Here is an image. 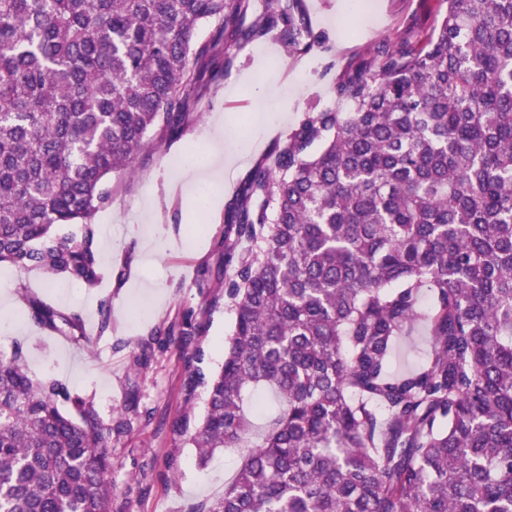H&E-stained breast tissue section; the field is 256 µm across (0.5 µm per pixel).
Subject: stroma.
<instances>
[{"label":"stroma","instance_id":"1","mask_svg":"<svg viewBox=\"0 0 512 512\" xmlns=\"http://www.w3.org/2000/svg\"><path fill=\"white\" fill-rule=\"evenodd\" d=\"M315 40L305 54H285L268 36L244 45L230 44L229 69H216L204 90L192 96L193 115L178 138L142 151L134 176H112V199L94 218L103 277L88 289L48 278L42 271L17 273L0 267V320L10 334L0 335V357L22 348L35 379L55 378L73 395L93 403L102 422L125 420L127 430L112 439V512H197L224 493L235 477L237 449L216 452L201 463L181 433V423L199 425L207 412V382L224 361V344L235 315L223 289L202 287V268L224 265V213L231 197L275 136L298 125L307 108L336 107L337 76L370 50L390 40L417 45L437 25V8L423 0H304ZM263 82H256V75ZM277 84L299 87L284 103L283 120L263 124L258 108L263 89ZM235 119L232 137L242 128L258 137L215 187L218 203L208 214L185 207L205 179L192 167L175 169L174 159L204 143L208 120L216 114ZM160 199L163 233L152 230L146 210ZM60 311L79 312L91 348L34 323L26 297ZM111 300V328L99 332L100 303ZM191 320V350L200 356L186 366L177 341L153 344L159 323Z\"/></svg>","mask_w":512,"mask_h":512}]
</instances>
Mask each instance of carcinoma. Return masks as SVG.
Listing matches in <instances>:
<instances>
[{"label": "carcinoma", "instance_id": "cac0c4a2", "mask_svg": "<svg viewBox=\"0 0 512 512\" xmlns=\"http://www.w3.org/2000/svg\"><path fill=\"white\" fill-rule=\"evenodd\" d=\"M277 2L255 18L251 0H0V263L95 286L110 177L180 136L229 43L313 47L302 0ZM437 2L420 46L342 71L337 106L273 142L227 205L235 323L188 442L202 461L247 452L201 512H512V0ZM27 305L91 344L80 313ZM420 323L430 348L396 374ZM175 334L189 365L192 332L153 331ZM264 388L283 406L256 439ZM123 426L32 378L21 348L1 358L0 512H112Z\"/></svg>", "mask_w": 512, "mask_h": 512}]
</instances>
